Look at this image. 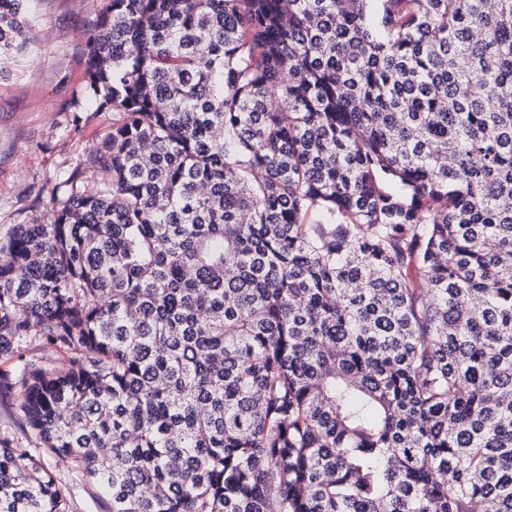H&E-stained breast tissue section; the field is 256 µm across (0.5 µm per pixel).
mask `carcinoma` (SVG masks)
<instances>
[{"mask_svg": "<svg viewBox=\"0 0 512 512\" xmlns=\"http://www.w3.org/2000/svg\"><path fill=\"white\" fill-rule=\"evenodd\" d=\"M0 0V62L33 41ZM117 115L0 236V512H512V0H106ZM16 395L1 394L0 396V425H8L15 429L18 437L22 438L21 429H25L23 416L18 409ZM43 467L57 476L64 489L71 492L73 512H107V505L97 487L86 477L75 475L65 469L57 468L56 461L49 455L41 454Z\"/></svg>", "mask_w": 512, "mask_h": 512, "instance_id": "1", "label": "carcinoma"}]
</instances>
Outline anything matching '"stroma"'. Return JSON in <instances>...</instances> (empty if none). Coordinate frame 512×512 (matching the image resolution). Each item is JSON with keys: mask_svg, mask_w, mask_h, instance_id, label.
<instances>
[{"mask_svg": "<svg viewBox=\"0 0 512 512\" xmlns=\"http://www.w3.org/2000/svg\"><path fill=\"white\" fill-rule=\"evenodd\" d=\"M104 0H35L34 41L0 69V235L45 219L57 187L70 176L88 180L82 163L111 129L108 112L79 110L84 49ZM43 467L71 492L73 512H106L97 487L58 468Z\"/></svg>", "mask_w": 512, "mask_h": 512, "instance_id": "obj_1", "label": "stroma"}]
</instances>
